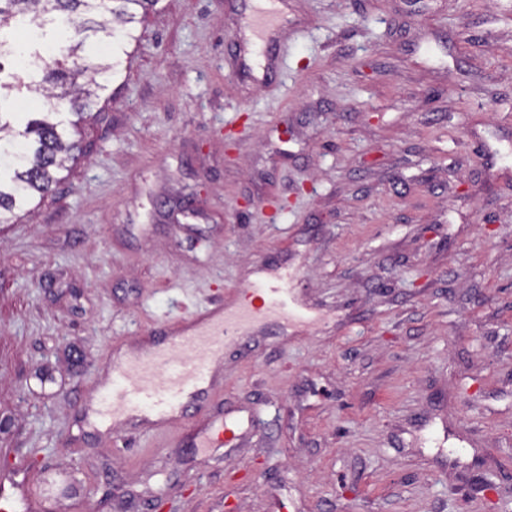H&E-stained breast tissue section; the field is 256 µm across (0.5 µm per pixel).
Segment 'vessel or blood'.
Segmentation results:
<instances>
[{"mask_svg":"<svg viewBox=\"0 0 512 512\" xmlns=\"http://www.w3.org/2000/svg\"><path fill=\"white\" fill-rule=\"evenodd\" d=\"M284 0H266L260 9H249L245 15L253 36L252 59L265 82L279 80L274 64L282 48L273 41ZM287 273H279L274 281L246 285V295L259 296L260 304L242 303L236 308H215L206 319L192 322L168 337L166 348L141 355L112 372L113 385L123 392L122 399L113 401L105 411L119 424H150L157 431L169 430L173 415L188 416L207 405L212 393V362L233 347L243 350L242 337L257 322L269 320L280 327L304 320L288 303L290 290ZM190 349L193 358L181 362L174 350ZM27 467L19 462L0 473V512H45L44 497L34 494L25 478Z\"/></svg>","mask_w":512,"mask_h":512,"instance_id":"vessel-or-blood-1","label":"vessel or blood"}]
</instances>
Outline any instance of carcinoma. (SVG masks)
I'll list each match as a JSON object with an SVG mask.
<instances>
[{"instance_id": "1", "label": "carcinoma", "mask_w": 512, "mask_h": 512, "mask_svg": "<svg viewBox=\"0 0 512 512\" xmlns=\"http://www.w3.org/2000/svg\"><path fill=\"white\" fill-rule=\"evenodd\" d=\"M158 0H0V223L35 195L50 191L54 171L77 148L70 132L106 88L118 63L87 40L112 46L134 38L138 14ZM80 20L84 37L74 43L70 24ZM38 92L44 103L20 119L3 111L11 95Z\"/></svg>"}]
</instances>
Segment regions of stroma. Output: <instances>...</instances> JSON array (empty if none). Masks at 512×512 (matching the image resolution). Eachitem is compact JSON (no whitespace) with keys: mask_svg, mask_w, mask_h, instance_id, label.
Here are the masks:
<instances>
[{"mask_svg":"<svg viewBox=\"0 0 512 512\" xmlns=\"http://www.w3.org/2000/svg\"><path fill=\"white\" fill-rule=\"evenodd\" d=\"M243 27L158 0L0 224V472L46 512H512V0H287L266 86ZM279 268L313 322L165 437L91 425L114 354Z\"/></svg>","mask_w":512,"mask_h":512,"instance_id":"obj_1","label":"stroma"}]
</instances>
